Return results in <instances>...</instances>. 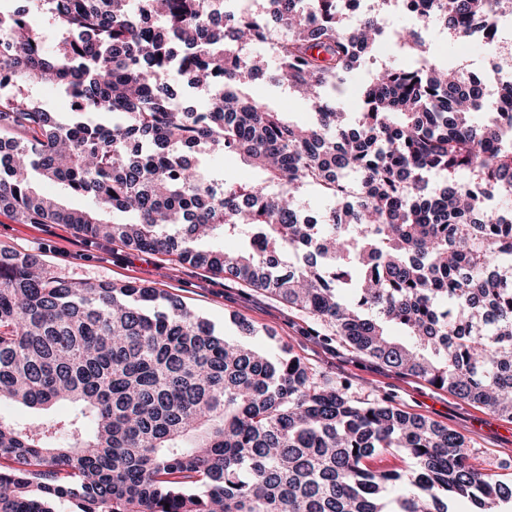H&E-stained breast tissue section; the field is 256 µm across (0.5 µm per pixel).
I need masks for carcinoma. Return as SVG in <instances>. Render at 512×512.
I'll list each match as a JSON object with an SVG mask.
<instances>
[{
    "label": "carcinoma",
    "mask_w": 512,
    "mask_h": 512,
    "mask_svg": "<svg viewBox=\"0 0 512 512\" xmlns=\"http://www.w3.org/2000/svg\"><path fill=\"white\" fill-rule=\"evenodd\" d=\"M0 0V213L225 274L306 312L354 349L512 420V82L494 111L448 48L489 45L512 0H399L406 65L375 70L350 118L326 99L384 26L352 0H268L214 17L208 0ZM266 43L275 66L250 48ZM213 91L206 111L183 86ZM315 110L289 121L250 96L261 77ZM51 81L63 122L18 91ZM236 155L253 182L198 155ZM470 175L464 183L461 173ZM88 199L69 209L32 175ZM312 187L323 211L298 205ZM122 214L109 220L108 214ZM237 246L198 248L203 238ZM0 250V403L65 417L0 420V512H498L512 485L459 434L301 359L215 332L170 294L75 284ZM397 449L407 470L367 461Z\"/></svg>",
    "instance_id": "obj_1"
}]
</instances>
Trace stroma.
<instances>
[{
    "label": "stroma",
    "mask_w": 512,
    "mask_h": 512,
    "mask_svg": "<svg viewBox=\"0 0 512 512\" xmlns=\"http://www.w3.org/2000/svg\"><path fill=\"white\" fill-rule=\"evenodd\" d=\"M428 35L433 43L447 46L449 58H464L470 70L484 73L487 100L495 102L498 83L489 72L488 59L496 53V46L461 52L439 22L430 25ZM250 92L288 112L294 121L314 119L306 102L290 95L284 86L261 81ZM0 249L37 254L52 276L68 282H132L162 289L226 337L243 339L270 355L299 357L321 382L349 383L356 396L385 399L408 413L447 426L464 438L471 463L495 480L512 483V420L345 345L307 314L264 291L171 256L87 238L66 224H25L4 214H0ZM243 321L253 326L254 335L242 336L239 324Z\"/></svg>",
    "instance_id": "stroma-1"
}]
</instances>
